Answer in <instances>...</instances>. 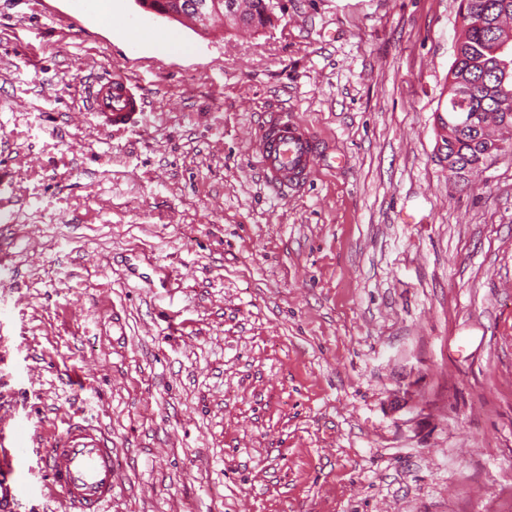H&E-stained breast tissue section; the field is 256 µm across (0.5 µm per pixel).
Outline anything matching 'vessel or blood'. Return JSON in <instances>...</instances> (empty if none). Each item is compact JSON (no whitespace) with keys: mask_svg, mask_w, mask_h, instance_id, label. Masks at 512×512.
Instances as JSON below:
<instances>
[{"mask_svg":"<svg viewBox=\"0 0 512 512\" xmlns=\"http://www.w3.org/2000/svg\"><path fill=\"white\" fill-rule=\"evenodd\" d=\"M90 109L106 126L138 123L145 100L137 85L125 78H103L87 90ZM320 143L294 114L273 112L256 138L257 165L276 191L299 192L316 175ZM49 479L63 498L68 512H106L112 502L113 462L111 448L91 441L78 428L68 433L63 445L45 453Z\"/></svg>","mask_w":512,"mask_h":512,"instance_id":"obj_1","label":"vessel or blood"}]
</instances>
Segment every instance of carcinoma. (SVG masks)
I'll return each mask as SVG.
<instances>
[{"label": "carcinoma", "mask_w": 512, "mask_h": 512, "mask_svg": "<svg viewBox=\"0 0 512 512\" xmlns=\"http://www.w3.org/2000/svg\"><path fill=\"white\" fill-rule=\"evenodd\" d=\"M194 3L196 0H138L140 6L153 9L158 15L178 11L180 3ZM487 13L489 22L483 26L476 24L472 13L462 14L463 32L461 56L454 58L448 77L455 78L464 73L466 85H455L448 93V111L466 112L476 116V123L487 129L497 127L506 113L512 114V96L500 97L491 92L497 83L495 51L498 35L506 30L507 20H512V0H470ZM244 11L241 12L245 26L267 28L273 18L267 10L268 0H242ZM224 14L223 0L210 4L208 11L196 12L182 10V15L207 21L214 16ZM442 130L441 139L447 149L448 164L455 167L479 168V143L473 129L460 130L447 124L443 117H438Z\"/></svg>", "instance_id": "1"}]
</instances>
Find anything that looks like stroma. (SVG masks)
Returning a JSON list of instances; mask_svg holds the SVG:
<instances>
[{
    "label": "stroma",
    "instance_id": "stroma-1",
    "mask_svg": "<svg viewBox=\"0 0 512 512\" xmlns=\"http://www.w3.org/2000/svg\"><path fill=\"white\" fill-rule=\"evenodd\" d=\"M460 0H281L254 32L0 0V451L111 447L109 512H512V149L448 177ZM136 81L100 127L96 77ZM320 142L300 193L265 113ZM91 112L105 126H127L140 122L145 100L137 85L125 78H103L87 90ZM257 165L276 191L298 193L316 175L320 143L294 114L271 112L256 138Z\"/></svg>",
    "mask_w": 512,
    "mask_h": 512
}]
</instances>
